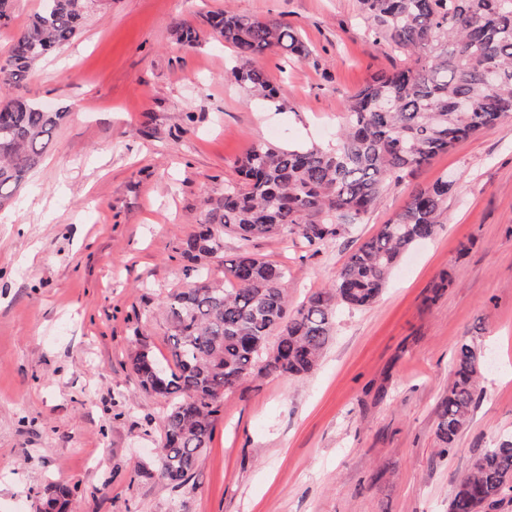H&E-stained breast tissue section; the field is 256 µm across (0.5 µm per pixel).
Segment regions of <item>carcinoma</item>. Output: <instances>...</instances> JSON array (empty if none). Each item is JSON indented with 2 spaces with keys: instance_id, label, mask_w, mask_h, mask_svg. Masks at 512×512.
I'll return each instance as SVG.
<instances>
[{
  "instance_id": "1",
  "label": "carcinoma",
  "mask_w": 512,
  "mask_h": 512,
  "mask_svg": "<svg viewBox=\"0 0 512 512\" xmlns=\"http://www.w3.org/2000/svg\"><path fill=\"white\" fill-rule=\"evenodd\" d=\"M86 8V0H45L0 52V90L22 85L37 61L68 45ZM360 10L374 41L408 54L411 63L374 76L348 99L335 144L247 151L239 160L241 180L204 201L200 229L183 243L193 281L169 290L161 306L170 357L159 358L141 330H133L130 370L142 390L167 403L156 473L173 488L198 470L227 392L256 376L297 377L318 366L332 339L336 306H370L400 256L435 234L448 180L415 191L391 223L350 255L330 287L294 310L282 288L286 268L253 254L248 242L297 234L313 245L336 237L343 226L361 223L390 182L512 115V0H360ZM209 25L213 38L234 52L230 75L273 104L277 91L257 59L275 52L288 64L308 55L281 19L224 11ZM174 29L181 45L199 44L194 28ZM65 116L21 97L0 101V207L40 165ZM226 233L243 241L224 261L229 288L204 274L223 253ZM482 370V351L461 342L438 413L443 453L471 421ZM509 492L512 443L470 458L448 512H482ZM73 494L65 482L48 485L43 512H69Z\"/></svg>"
}]
</instances>
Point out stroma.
Returning <instances> with one entry per match:
<instances>
[{
  "label": "stroma",
  "instance_id": "stroma-1",
  "mask_svg": "<svg viewBox=\"0 0 512 512\" xmlns=\"http://www.w3.org/2000/svg\"><path fill=\"white\" fill-rule=\"evenodd\" d=\"M290 22L309 55L258 61L277 104L230 82L231 48L207 19ZM359 0H90L81 30L16 96L65 110L40 165L0 209V512H448L470 458L512 441V118L390 183L362 223L311 247L251 250L288 269L293 303L328 287L409 194L452 177L435 235L398 263L378 300L340 310L315 371L250 379L194 478L150 467L165 402L127 364L133 329L168 354L159 303L192 278L180 255L205 199L252 146L334 141L348 98L407 54L374 43ZM201 43L179 44L175 23ZM450 288L439 289L442 277ZM487 353L479 403L453 452L437 408L463 339ZM74 488L65 482L48 485L42 499V512H68Z\"/></svg>",
  "mask_w": 512,
  "mask_h": 512
}]
</instances>
